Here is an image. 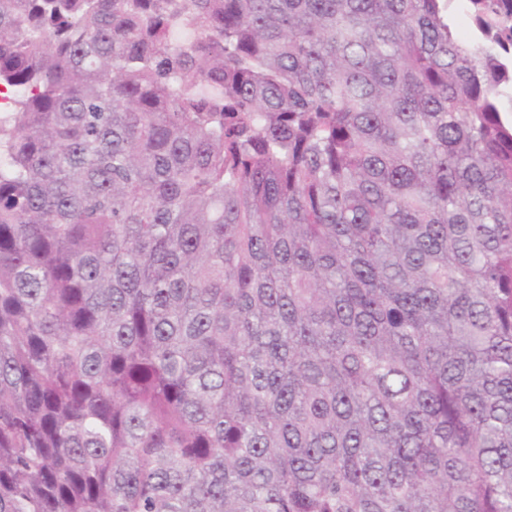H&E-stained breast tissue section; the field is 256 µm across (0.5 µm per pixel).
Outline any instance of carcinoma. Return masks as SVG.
<instances>
[{"mask_svg":"<svg viewBox=\"0 0 512 512\" xmlns=\"http://www.w3.org/2000/svg\"><path fill=\"white\" fill-rule=\"evenodd\" d=\"M453 2L0 0V512H512V0Z\"/></svg>","mask_w":512,"mask_h":512,"instance_id":"1","label":"carcinoma"}]
</instances>
